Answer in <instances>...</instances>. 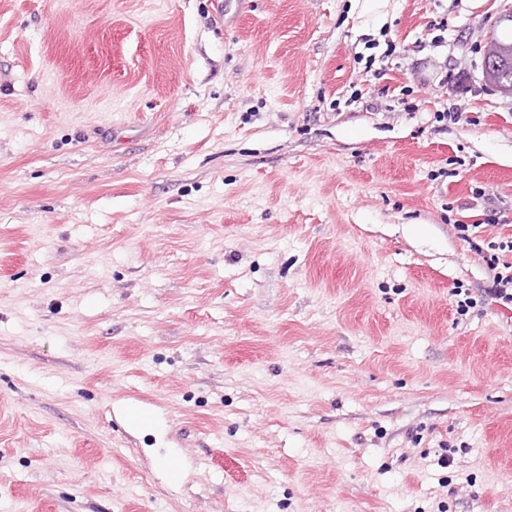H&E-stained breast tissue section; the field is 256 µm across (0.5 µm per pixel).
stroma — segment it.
<instances>
[{
    "mask_svg": "<svg viewBox=\"0 0 512 512\" xmlns=\"http://www.w3.org/2000/svg\"><path fill=\"white\" fill-rule=\"evenodd\" d=\"M511 7L0 0V512H512ZM349 15L362 20L366 34L376 35L386 24L395 0H349ZM494 57L499 68L483 73L485 81L493 87L507 86L512 91V34L495 36L485 44L483 58ZM496 61L486 58L487 67H497ZM503 269L494 276L493 288L488 292L492 298L512 303V264H503Z\"/></svg>",
    "mask_w": 512,
    "mask_h": 512,
    "instance_id": "stroma-1",
    "label": "stroma"
}]
</instances>
